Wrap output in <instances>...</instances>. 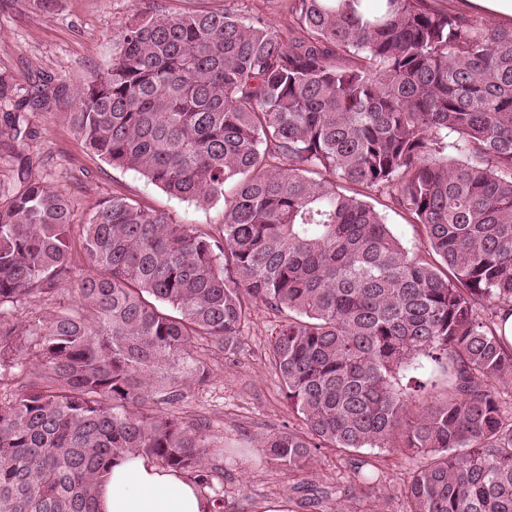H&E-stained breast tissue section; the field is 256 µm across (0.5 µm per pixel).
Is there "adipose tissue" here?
I'll use <instances>...</instances> for the list:
<instances>
[{"label": "adipose tissue", "instance_id": "adipose-tissue-1", "mask_svg": "<svg viewBox=\"0 0 512 512\" xmlns=\"http://www.w3.org/2000/svg\"><path fill=\"white\" fill-rule=\"evenodd\" d=\"M99 512H211L189 479L140 456L116 461L97 493Z\"/></svg>", "mask_w": 512, "mask_h": 512}]
</instances>
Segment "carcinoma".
I'll return each mask as SVG.
<instances>
[{"mask_svg":"<svg viewBox=\"0 0 512 512\" xmlns=\"http://www.w3.org/2000/svg\"><path fill=\"white\" fill-rule=\"evenodd\" d=\"M117 51L73 101L85 147L168 195L212 206V232L114 196L82 226L41 180L0 204V512H96L112 462L134 455L214 489L216 449L158 405L206 377L195 345L233 354L254 310L283 314L268 355L298 427L260 440L302 472L345 456L326 512H367L366 449L415 461L401 512H512V28L448 0H288L268 24L246 0L116 27ZM453 148L462 159L448 161ZM424 228L409 252L365 200ZM34 294L49 320L4 310ZM423 357L445 396L405 394ZM425 368L419 370L408 369L405 371H401L397 376L396 387L398 389H406L410 387V385L414 384L412 380L423 381L428 384V388H430L431 383H436V387L432 390L438 398L443 397V384H442V376L438 372V370L430 363L425 362Z\"/></svg>","mask_w":512,"mask_h":512,"instance_id":"obj_1","label":"carcinoma"}]
</instances>
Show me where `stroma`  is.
Returning a JSON list of instances; mask_svg holds the SVG:
<instances>
[{
  "label": "stroma",
  "instance_id": "35a3bbf8",
  "mask_svg": "<svg viewBox=\"0 0 512 512\" xmlns=\"http://www.w3.org/2000/svg\"><path fill=\"white\" fill-rule=\"evenodd\" d=\"M148 0H0V185L9 192L23 189L24 176L39 178L71 201L76 223H84L94 205L121 195L142 206L169 213L176 220L203 229L221 223L223 207H199L169 196L141 175L112 167L89 154L71 121V108L58 104L50 111L30 109L29 103L46 82L72 89L86 86L112 61L115 25L144 9ZM23 116L25 136H16L7 114ZM370 201L381 207L391 233L412 252L427 248L420 225L397 209L383 205L380 194ZM279 320L265 307L254 311L244 344L238 352L202 344L199 355L208 370L206 380L184 389L162 405L165 415L201 424L212 444L221 448L217 489L223 512H272L289 504L292 512H323L336 502V487L348 470L334 451L319 453L309 470L295 476L267 462L259 439L288 430L294 417L281 383L266 358ZM370 458L380 469L381 482L367 492L383 512H399L397 501L384 492L403 485L412 462L399 453L373 449Z\"/></svg>",
  "mask_w": 512,
  "mask_h": 512
}]
</instances>
